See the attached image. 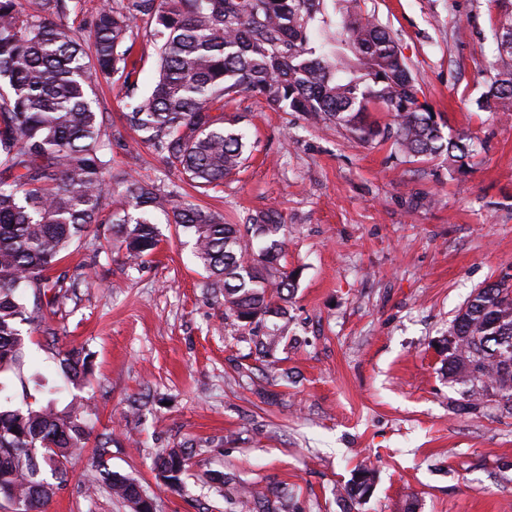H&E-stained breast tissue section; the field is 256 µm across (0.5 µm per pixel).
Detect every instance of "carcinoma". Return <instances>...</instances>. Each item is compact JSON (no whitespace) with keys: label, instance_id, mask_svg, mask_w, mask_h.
<instances>
[{"label":"carcinoma","instance_id":"carcinoma-1","mask_svg":"<svg viewBox=\"0 0 512 512\" xmlns=\"http://www.w3.org/2000/svg\"><path fill=\"white\" fill-rule=\"evenodd\" d=\"M495 2V75L476 105L512 112V0ZM67 12V0H0V375L51 395L38 407L17 406L0 381V499L20 501L25 512H45L59 485L42 474L63 479L91 437L84 400L59 411L56 388L40 372L24 378L27 340L83 277L51 275L75 240L110 224L127 260L139 264L160 242V213L193 237L207 287L240 322L285 314L295 288V275L275 266L274 236L284 228L277 214L226 224L175 186L112 174L108 126L89 94L95 83L122 82L134 143L152 147L205 191L248 159L245 133L211 115L214 104L244 93L275 112L321 114L361 141L390 140L409 159L446 155L462 164L472 152L467 139L443 134L394 38L362 0H106L86 35L65 22ZM139 21L157 56L153 86L140 95L131 59ZM373 112L391 121L382 124ZM114 195L118 206L109 211ZM28 288L30 306L21 294ZM446 342L448 381L475 399L492 391L512 408V352L504 354L512 348V285L502 279L475 289ZM60 369L77 384L91 372L90 355L67 350ZM111 443L110 436L96 441L99 480L130 512H154L139 502V483L110 468ZM189 469L183 446L154 462L170 490ZM374 484V469L360 465L346 493L362 498Z\"/></svg>","mask_w":512,"mask_h":512}]
</instances>
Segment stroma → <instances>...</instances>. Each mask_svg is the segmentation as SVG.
Wrapping results in <instances>:
<instances>
[{
  "label": "stroma",
  "instance_id": "35a3bbf8",
  "mask_svg": "<svg viewBox=\"0 0 512 512\" xmlns=\"http://www.w3.org/2000/svg\"><path fill=\"white\" fill-rule=\"evenodd\" d=\"M445 124L471 139L466 172L447 157L408 161L391 142H363L303 112L249 95L224 119L249 136V158L222 187L182 184L130 134L121 83L99 82L112 169L182 195L231 224L266 210L286 226L282 263L297 271L287 313L243 326L224 317L193 240L158 222L160 243L127 263L112 232L76 241L59 273L86 275L60 298L28 351L62 383V349L92 372L56 396L86 399L94 437L108 434L113 470L134 478L157 512H506L512 506V413L487 395L469 407L438 347L471 292L512 275V114L478 110L500 33L493 0H367ZM275 345H267L270 335ZM191 443L179 490L154 461ZM94 446L69 465L46 512H130L99 485ZM377 472L370 498L343 488Z\"/></svg>",
  "mask_w": 512,
  "mask_h": 512
}]
</instances>
